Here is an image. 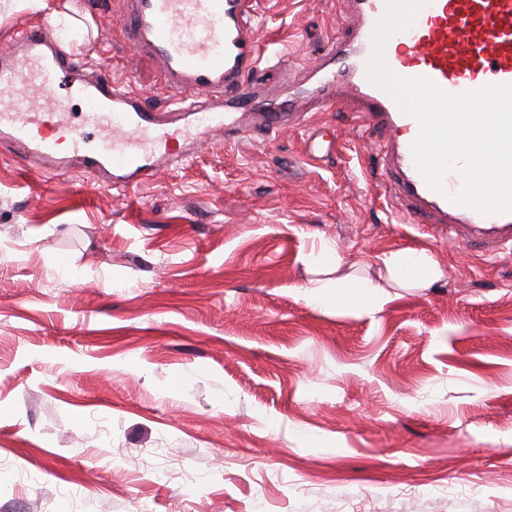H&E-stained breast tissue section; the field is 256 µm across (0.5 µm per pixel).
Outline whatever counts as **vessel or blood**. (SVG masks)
Returning a JSON list of instances; mask_svg holds the SVG:
<instances>
[{
  "label": "vessel or blood",
  "instance_id": "1",
  "mask_svg": "<svg viewBox=\"0 0 512 512\" xmlns=\"http://www.w3.org/2000/svg\"><path fill=\"white\" fill-rule=\"evenodd\" d=\"M351 3L354 25L312 71L302 97L319 110L328 104L354 106L359 126L385 131L377 167L407 223H435L449 243L492 257L511 251L512 213L488 214L453 202L463 188L457 171L445 175L442 195L415 169L410 144L416 121L366 76L385 0ZM121 5V30L159 64L169 107L149 106L142 94L65 54L47 25L20 35L0 56L1 145L42 172L76 163L107 174L112 189L124 191L149 181L161 160L178 161L171 144L201 143L216 131L241 140L305 120L294 99H260L245 89L248 79L264 70L246 24L256 0H121ZM384 55L395 73L429 78L453 96L512 83V0H430L410 29L388 39ZM74 98L84 105L76 126L66 112ZM47 115L55 117L67 147L43 133Z\"/></svg>",
  "mask_w": 512,
  "mask_h": 512
}]
</instances>
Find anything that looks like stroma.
<instances>
[{"mask_svg":"<svg viewBox=\"0 0 512 512\" xmlns=\"http://www.w3.org/2000/svg\"><path fill=\"white\" fill-rule=\"evenodd\" d=\"M87 0H0V52L50 12L72 53L163 106L157 65ZM265 54L304 79L347 0H259ZM336 136L313 158L308 135ZM378 132L329 107L116 192L0 147V512H512V253L395 224ZM425 250L443 272L381 309L311 296Z\"/></svg>","mask_w":512,"mask_h":512,"instance_id":"1","label":"stroma"}]
</instances>
